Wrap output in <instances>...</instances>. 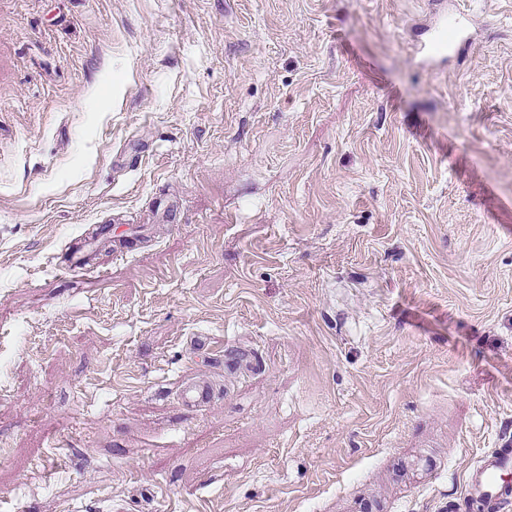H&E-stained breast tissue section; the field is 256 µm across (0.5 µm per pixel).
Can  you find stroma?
<instances>
[{
  "mask_svg": "<svg viewBox=\"0 0 512 512\" xmlns=\"http://www.w3.org/2000/svg\"><path fill=\"white\" fill-rule=\"evenodd\" d=\"M451 3L0 0V512H473L512 0ZM460 14L452 15L449 25L446 14L436 26L429 29L431 32L423 47L427 55L447 52L448 49L456 47L459 42L469 39L468 30L460 23ZM447 32L454 38L449 43L447 42Z\"/></svg>",
  "mask_w": 512,
  "mask_h": 512,
  "instance_id": "1",
  "label": "stroma"
}]
</instances>
